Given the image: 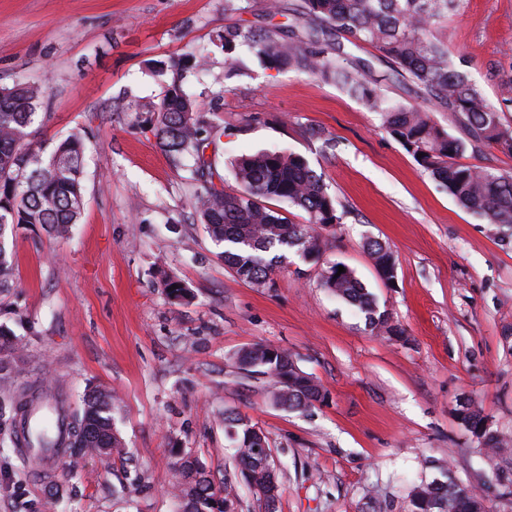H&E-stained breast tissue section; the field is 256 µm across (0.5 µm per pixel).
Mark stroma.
<instances>
[{
    "instance_id": "1",
    "label": "stroma",
    "mask_w": 512,
    "mask_h": 512,
    "mask_svg": "<svg viewBox=\"0 0 512 512\" xmlns=\"http://www.w3.org/2000/svg\"><path fill=\"white\" fill-rule=\"evenodd\" d=\"M0 0V87L45 88L43 138L84 129L85 206L60 240L15 228L0 324L18 386L53 389L77 405L112 392L127 453L39 480L0 447V512H178L176 467L191 458L230 482L235 512H264L240 480L224 431L232 411L266 434L283 494L277 512H407L420 480L452 479L512 512V244L460 207L339 86L259 64L240 51L229 72L225 27L279 28L292 0ZM458 68L489 101L512 80V0H464L439 21ZM202 51L185 91L214 104L205 151L220 174L247 151L303 156L343 212L323 230V261L289 255L274 287L238 279L200 223L185 172L154 134L152 108L171 72L155 62ZM396 259L394 284L365 243ZM350 270L404 331L371 333L365 317L321 286L324 264ZM181 281L189 300L170 297ZM271 344L329 394L307 412L275 405L235 355ZM468 401L503 440L499 472L458 422Z\"/></svg>"
}]
</instances>
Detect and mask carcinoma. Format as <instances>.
I'll use <instances>...</instances> for the list:
<instances>
[{
    "label": "carcinoma",
    "instance_id": "carcinoma-1",
    "mask_svg": "<svg viewBox=\"0 0 512 512\" xmlns=\"http://www.w3.org/2000/svg\"><path fill=\"white\" fill-rule=\"evenodd\" d=\"M461 0H300L292 15L304 20L288 30V39L277 31L258 33L238 26L224 31L225 64L232 68L234 52L247 48L261 61L309 76L333 80L363 105L378 113L382 126L467 211L496 229H512V175L492 167H473L457 162L468 142L455 138L435 121L433 114L406 100L388 98L383 84L408 86L422 101H433L459 114L471 141L502 153H512V125L503 119V108L512 106V84L503 85L502 107L488 103L481 90L451 61L448 40L436 29L440 19ZM369 44L389 59L388 71L375 75L372 64L347 58L344 43ZM201 64L192 52L172 57L161 67L177 74L165 87L157 105L154 129L169 157H195L188 178L192 204L209 236L224 244V262L242 281L258 287L275 284L276 269L293 250L305 262H319L324 243L320 230L342 223L334 198L318 175L299 155L262 151L239 156L232 164L236 187L204 159L203 133L212 126L214 109L190 97L178 78ZM44 90L18 82L0 88V288L9 287L12 256L6 248L7 233L20 224H40L63 237L79 222L84 210L85 133L73 130L56 140L37 137L33 128ZM286 204L306 214L305 223L291 221L281 210ZM367 250L380 277L395 278V258L389 247L369 240ZM321 286L364 314L370 330L398 336L389 313L382 311L373 294L349 269L327 266ZM240 368L266 378L275 404L306 411L326 398V391L295 364L285 350L256 344L237 354ZM54 394L23 387L7 398L14 411L12 447L20 445L34 402ZM64 432L60 445L81 455L110 457L125 454L112 426V393L92 390L80 397V405H60ZM458 421L483 444L496 448L499 437L487 428L485 416L464 403ZM226 434L234 445L243 482L254 492L265 512H276L279 484H266L273 459L263 456L268 446L264 432L236 414L224 417ZM178 496L190 512H234V497L227 486H215L196 461L178 467ZM408 512H486L483 496L451 482H422L409 498Z\"/></svg>",
    "mask_w": 512,
    "mask_h": 512
}]
</instances>
